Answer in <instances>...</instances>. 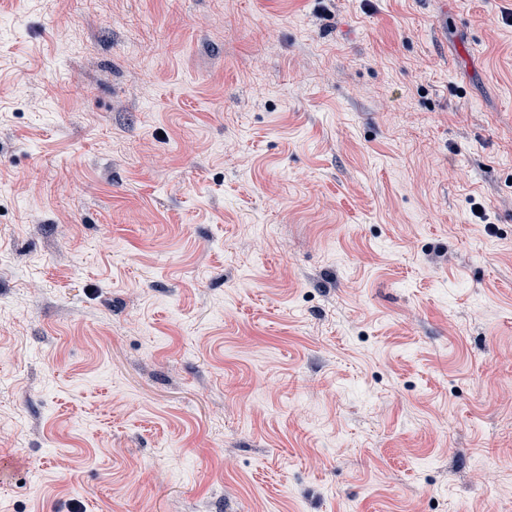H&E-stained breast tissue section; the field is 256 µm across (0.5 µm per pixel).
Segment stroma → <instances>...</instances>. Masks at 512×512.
<instances>
[{"label":"stroma","instance_id":"35a3bbf8","mask_svg":"<svg viewBox=\"0 0 512 512\" xmlns=\"http://www.w3.org/2000/svg\"><path fill=\"white\" fill-rule=\"evenodd\" d=\"M1 15L0 512H512V0Z\"/></svg>","mask_w":512,"mask_h":512}]
</instances>
